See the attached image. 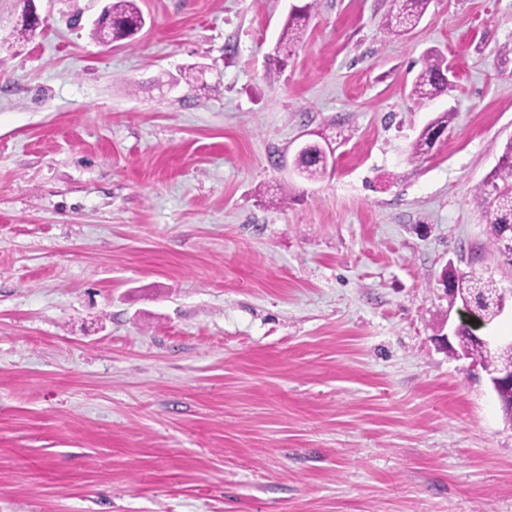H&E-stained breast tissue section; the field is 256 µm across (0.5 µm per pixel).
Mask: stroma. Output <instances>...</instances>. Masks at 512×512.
<instances>
[{
  "instance_id": "1",
  "label": "stroma",
  "mask_w": 512,
  "mask_h": 512,
  "mask_svg": "<svg viewBox=\"0 0 512 512\" xmlns=\"http://www.w3.org/2000/svg\"><path fill=\"white\" fill-rule=\"evenodd\" d=\"M0 0V512H512V423L445 271L512 264L473 194L512 139V0ZM453 77L411 97L422 55ZM204 67L201 81L189 70ZM453 116L427 154L423 128ZM335 140L330 175L294 155ZM112 16V36L117 42L128 40L131 42L142 30V12L137 0H113L109 6ZM318 2V0H307L303 6H295L289 14L274 52L275 65L278 68L285 67L288 64V59L292 55L289 48L302 41L307 22L312 12H315ZM281 52L283 53L282 57L280 56ZM429 3L430 0H392L384 18V29L393 37L414 30L425 16ZM452 112H443L440 116L435 118L426 128L421 132L418 139L413 146V156L421 157L429 151L433 145L432 135L436 130L445 131L448 127V122L452 118ZM322 138V137H321ZM324 145L332 146L329 141L322 138ZM320 141H308L298 149L295 154L293 167L299 177L306 181L315 182L323 179L328 174L329 168L324 166V155L329 152V146L318 144ZM474 328L463 326L456 337L461 353L471 359L472 364L480 366L485 372L495 373L512 368V344L502 345L496 352L491 353L488 348L474 339Z\"/></svg>"
}]
</instances>
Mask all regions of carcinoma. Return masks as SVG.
<instances>
[{"label": "carcinoma", "instance_id": "carcinoma-1", "mask_svg": "<svg viewBox=\"0 0 512 512\" xmlns=\"http://www.w3.org/2000/svg\"><path fill=\"white\" fill-rule=\"evenodd\" d=\"M430 0H396L384 18V29L393 37H400L414 30L426 14ZM318 0H306L296 6L285 21L278 45L275 48V65L288 64L290 47L302 41L307 22L316 10ZM112 36L118 42L131 41L141 31L142 12L137 0H112ZM449 66L447 58L432 49L422 58V66L411 87V96L424 101L441 95L447 88ZM452 112H443L421 132L413 146V156L420 157L433 145L432 135L445 130ZM329 148L308 141L295 154L293 167L299 177L315 182L328 174L324 155ZM476 208L489 226V247L493 252L512 258V141L506 143L496 166L474 192ZM456 295L471 307L480 319L490 322L500 315L502 295L492 278L463 277L459 279ZM458 346L471 362L488 373L512 368V344L502 345L495 352L474 339V328L463 326L457 333Z\"/></svg>", "mask_w": 512, "mask_h": 512}]
</instances>
